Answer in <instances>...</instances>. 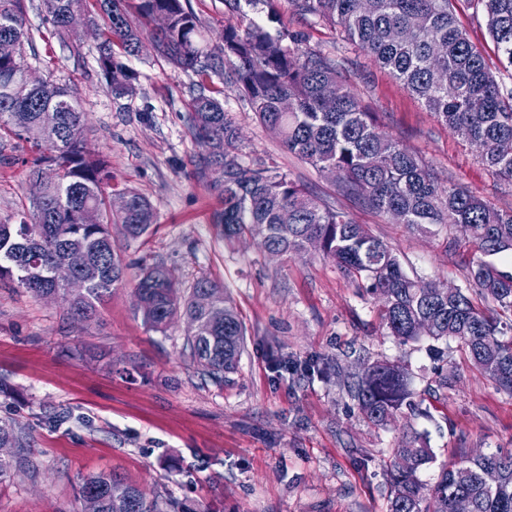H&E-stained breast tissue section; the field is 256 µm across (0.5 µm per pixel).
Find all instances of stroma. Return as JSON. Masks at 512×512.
I'll return each instance as SVG.
<instances>
[{"label":"stroma","mask_w":512,"mask_h":512,"mask_svg":"<svg viewBox=\"0 0 512 512\" xmlns=\"http://www.w3.org/2000/svg\"><path fill=\"white\" fill-rule=\"evenodd\" d=\"M276 9L290 30L336 59L382 129L439 183L512 209V183L493 176L473 144L387 71L329 25L296 16L290 0H277ZM453 11L487 48L492 76L511 87L512 70L492 51L476 0H454ZM103 24L97 11L86 12L82 31L62 38L40 0H30L25 62L34 76L70 88L88 114L86 149L108 159L114 189L149 200L156 222L135 240L112 225L130 267L99 320L74 321L61 301L0 284V423L26 429L40 466L38 476L17 470L0 483V512H82V479L113 471L179 512H388L387 470L404 433L421 434L433 451L418 473L425 482L465 454L512 453V394L482 377L458 341L387 334L361 281L320 253L271 259L253 241L224 243L212 224L221 200L196 174L200 148L188 123L195 75L143 52L126 59L138 76L135 94L111 93L98 63ZM222 98L243 161L343 204L409 276L463 289L480 309L497 311L477 294L469 268L480 255L460 228L441 224L424 234L341 200L334 181L286 151L247 102L230 90ZM33 156L25 140L0 137L2 223L33 218L21 164ZM156 264L180 289L207 276L233 299L246 336L238 368L223 383L193 363L185 318L155 330L137 314L140 270ZM377 359L406 368L414 401L385 426L360 415L345 387L362 362ZM441 374L452 380L444 392L435 383Z\"/></svg>","instance_id":"stroma-1"}]
</instances>
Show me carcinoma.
Returning <instances> with one entry per match:
<instances>
[{"instance_id": "carcinoma-1", "label": "carcinoma", "mask_w": 512, "mask_h": 512, "mask_svg": "<svg viewBox=\"0 0 512 512\" xmlns=\"http://www.w3.org/2000/svg\"><path fill=\"white\" fill-rule=\"evenodd\" d=\"M85 0H41V8L56 34H73L68 14ZM106 17V34L99 46V65L108 87L118 95L135 92L137 74L116 55L138 54L142 40L155 46V56L199 78L189 120L202 149L197 177L218 192L222 207L213 224L224 242L250 237L263 248L284 255H302L309 243L348 276L364 281L379 302L382 327L404 341L428 336L456 339L482 375L512 394V322L480 311L469 295L440 288L430 295L424 282L409 277L398 257L368 227L346 210L331 207L311 195L288 174L244 162L238 153V129L217 97L219 83L246 100L260 122L282 145L322 172L338 173V192L362 208L380 214L400 211L405 224L424 233L435 224L454 225L484 256L512 252V210L497 209L474 192L454 183H438L419 156L383 131L361 95L346 85L336 60L311 46L305 36L288 29L274 8L275 0H224L240 16L238 26L224 28L222 44L210 46L189 0H95ZM494 48L512 67V0H477ZM297 15L312 16L338 28L371 63L387 70L413 97L421 100L452 132L482 146L481 161L491 173L512 182V156L497 145L512 139V88L489 73L484 51L462 29L451 0H291ZM27 0H0V39L17 43L12 59H0V132L25 139L37 152L29 169L32 222L0 223V281L26 289L36 297L55 295L77 321L99 313L112 291L122 285L128 264L112 241L110 226L119 224L131 239L147 234L155 224L149 201L137 191L121 190L128 207L112 210V172L87 151L81 134L86 122L78 100L66 88L44 81L32 90L22 82ZM266 13V22L253 15ZM167 23L149 32L134 22ZM278 25L271 30L269 24ZM440 68L448 85L431 79ZM339 89L328 108L321 97L326 84ZM379 164L369 166L371 156ZM48 171L55 176H44ZM92 210L95 224H83L79 214ZM86 254L87 286L71 296L54 278V268L72 251ZM471 277L483 293L504 311L512 312V273L479 260ZM213 298L207 310L193 303L196 292ZM141 297L137 310L145 325L163 329L181 314L196 322L187 339L199 370L218 384L234 372L244 348L245 327L224 286L200 278L184 295L172 272L154 265L141 273L135 287ZM359 413L376 425L392 421L410 398L405 371L389 361L361 365L348 385ZM20 430L0 426V447L19 448ZM388 472L389 512H453L455 499L467 495L473 512H512V454L465 456L441 468L437 479L424 483L421 468L433 456L414 433L402 436L393 449ZM404 458L407 465L399 467ZM39 472L29 456L0 457V480L15 468ZM499 473L496 488L485 486L482 473ZM93 494L98 512H159L156 502L115 473L83 480L79 497Z\"/></svg>"}]
</instances>
